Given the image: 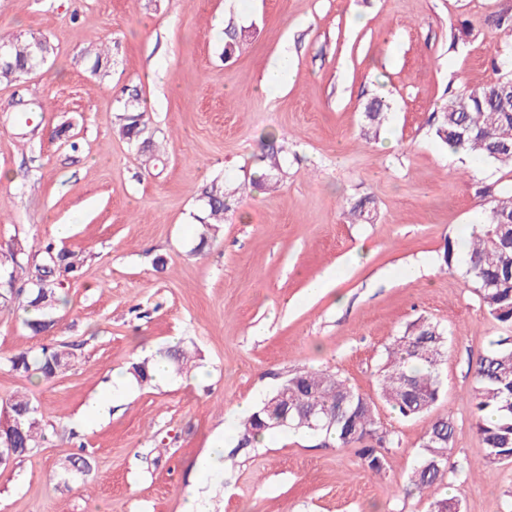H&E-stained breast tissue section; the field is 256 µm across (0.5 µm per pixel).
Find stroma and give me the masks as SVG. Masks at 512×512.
<instances>
[{
  "label": "stroma",
  "instance_id": "obj_1",
  "mask_svg": "<svg viewBox=\"0 0 512 512\" xmlns=\"http://www.w3.org/2000/svg\"><path fill=\"white\" fill-rule=\"evenodd\" d=\"M503 15L512 0H0V39L54 48L0 83V250L20 241L37 256L50 243L81 260L43 335L0 312V412L26 392L45 433L0 469V512H180L219 436L224 475L206 487V512H429L408 475L426 430L447 416L449 495L462 512H512V463H485L468 400L480 358L512 331L444 262L447 243L465 254L469 227L483 222L480 189L512 190V168L473 163L434 135L449 87L512 73V62L489 65L497 52L512 59ZM463 21L472 33L458 41ZM283 58L289 79L263 94ZM153 68L163 81H147ZM132 95L162 164L118 133ZM375 98L389 105L376 131L363 117ZM269 132L284 147L278 172L264 161ZM214 180L229 209L199 252L201 194ZM362 199L368 223L350 214ZM407 265L420 275L405 283ZM336 268L331 290L306 296ZM420 318L448 336L441 394L415 419L377 403L401 441L382 472L362 465L358 446L292 431L237 449L227 413L295 372L327 369L375 398L386 346ZM173 341L196 352L203 381L129 384L106 417L82 423L113 370ZM63 344L71 365L48 383L3 361ZM76 454L91 481L65 477Z\"/></svg>",
  "mask_w": 512,
  "mask_h": 512
}]
</instances>
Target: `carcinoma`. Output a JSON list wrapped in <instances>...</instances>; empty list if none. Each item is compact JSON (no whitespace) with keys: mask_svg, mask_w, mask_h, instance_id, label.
Returning <instances> with one entry per match:
<instances>
[{"mask_svg":"<svg viewBox=\"0 0 512 512\" xmlns=\"http://www.w3.org/2000/svg\"><path fill=\"white\" fill-rule=\"evenodd\" d=\"M7 46L9 64L0 68V79H17L47 52L36 38L0 40ZM387 105L381 99L367 104L369 125L379 126ZM119 132L131 141L146 133L144 111L139 97L130 96L118 115ZM435 136L453 152H465L477 161L498 162L512 167V77H500L482 87L464 86L448 95L434 128ZM489 198V211L480 232L474 234L462 274L475 289L487 313L505 327L512 328V192L501 193L491 186L479 191ZM203 231L195 250H204L213 241L217 225L224 223V184L212 182L203 192ZM28 252L21 244L0 253V311L16 309L27 313L24 324L34 335L51 326L57 308L66 302L61 292L64 273L76 271L77 255L57 251L52 244L43 249V264L35 280L20 282ZM448 348V336L437 324L424 318L412 323L403 335L385 348L386 362L378 380L380 397L406 419L426 414L436 404L441 390L440 366ZM72 352L62 345L39 353L22 351L6 358L10 370L22 377L51 382L69 366ZM157 357L176 373L183 372L189 354L183 349H166ZM127 373L139 385L154 380L153 360L130 363ZM476 386L471 400L477 432L488 465L512 462V336L498 340L474 370ZM31 410L20 427L0 436V451L6 461L33 452L44 440L39 405L25 393L15 394L8 410ZM320 412V421L309 424L305 413ZM287 417L288 424L280 423ZM294 430L320 435L341 447L360 446L364 466L375 471L384 452L399 445L388 431H380L374 401L356 391L339 375L328 370H303L288 378V405L269 408L261 403L239 425L236 448H247L262 434ZM454 422L443 418L433 422L422 438V453L409 476L418 492L435 490L445 479V469L453 449ZM430 506L438 512H454L461 502L453 496H433Z\"/></svg>","mask_w":512,"mask_h":512,"instance_id":"obj_1","label":"carcinoma"}]
</instances>
